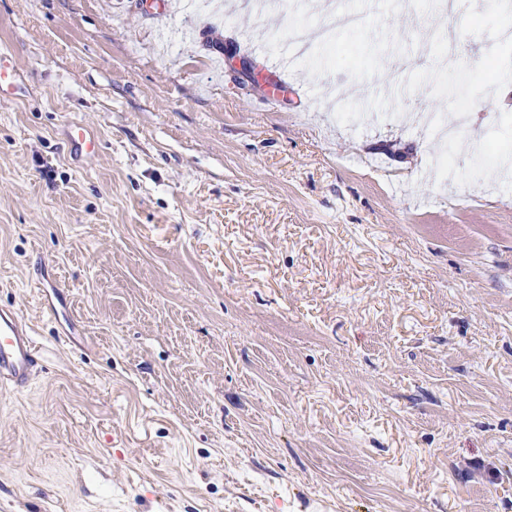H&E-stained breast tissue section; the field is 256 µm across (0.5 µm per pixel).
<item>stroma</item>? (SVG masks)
I'll return each mask as SVG.
<instances>
[{
	"label": "stroma",
	"mask_w": 512,
	"mask_h": 512,
	"mask_svg": "<svg viewBox=\"0 0 512 512\" xmlns=\"http://www.w3.org/2000/svg\"><path fill=\"white\" fill-rule=\"evenodd\" d=\"M441 3L0 0V512H512V10ZM7 50H0V98H10L22 87L23 73L5 56ZM38 356L28 322L14 308H0V381L13 388H27Z\"/></svg>",
	"instance_id": "obj_1"
}]
</instances>
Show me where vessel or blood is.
Here are the masks:
<instances>
[{
    "instance_id": "obj_1",
    "label": "vessel or blood",
    "mask_w": 512,
    "mask_h": 512,
    "mask_svg": "<svg viewBox=\"0 0 512 512\" xmlns=\"http://www.w3.org/2000/svg\"><path fill=\"white\" fill-rule=\"evenodd\" d=\"M24 76L0 50V98H9L21 88ZM38 356L28 322L13 308H0V381L13 388H27L34 376Z\"/></svg>"
}]
</instances>
